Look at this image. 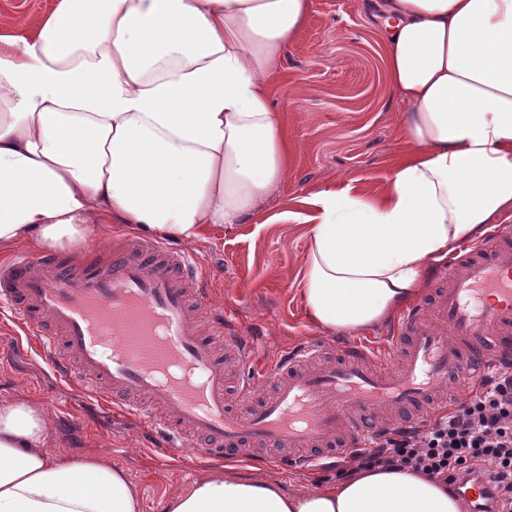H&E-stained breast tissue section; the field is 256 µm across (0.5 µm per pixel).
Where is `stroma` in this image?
Returning <instances> with one entry per match:
<instances>
[{"label": "stroma", "mask_w": 512, "mask_h": 512, "mask_svg": "<svg viewBox=\"0 0 512 512\" xmlns=\"http://www.w3.org/2000/svg\"><path fill=\"white\" fill-rule=\"evenodd\" d=\"M280 67L272 103L290 147L287 184L247 222L214 229L186 247L203 265L209 304L231 310L239 332L259 333L257 372L306 340H337L309 320L301 298L308 226L300 197L348 182L378 189L400 150L382 38L363 0H311L304 34ZM16 397L45 408L59 451H100L123 468L141 493L143 512H162L167 495L214 468L190 447L169 462L138 428L99 420L92 403L59 382L48 355L30 344L10 309L0 306V401ZM232 467L289 489L337 480L335 460L299 470L260 450Z\"/></svg>", "instance_id": "1"}]
</instances>
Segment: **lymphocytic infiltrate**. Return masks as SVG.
<instances>
[{
	"label": "lymphocytic infiltrate",
	"instance_id": "f902f5d3",
	"mask_svg": "<svg viewBox=\"0 0 512 512\" xmlns=\"http://www.w3.org/2000/svg\"><path fill=\"white\" fill-rule=\"evenodd\" d=\"M358 456L363 466L421 472L447 485L493 472L498 512H512V370L492 371L438 420L384 431Z\"/></svg>",
	"mask_w": 512,
	"mask_h": 512
}]
</instances>
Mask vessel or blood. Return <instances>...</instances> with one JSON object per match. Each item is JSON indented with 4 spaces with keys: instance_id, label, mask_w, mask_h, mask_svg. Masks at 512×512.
I'll return each mask as SVG.
<instances>
[{
    "instance_id": "obj_1",
    "label": "vessel or blood",
    "mask_w": 512,
    "mask_h": 512,
    "mask_svg": "<svg viewBox=\"0 0 512 512\" xmlns=\"http://www.w3.org/2000/svg\"><path fill=\"white\" fill-rule=\"evenodd\" d=\"M203 269L194 256L154 240L123 244L72 266L58 258L18 254L0 264V300L10 302L27 335L53 347L51 322L64 338L54 358L65 382L152 433L163 448L177 433L197 441L206 461L241 457L252 447L290 452L296 466L314 463V449L348 456L383 431L381 412L398 425L446 403V388L463 396L490 371L512 362V229L492 230L485 243L462 244L439 272L434 299L406 309L377 355L362 343L310 341L282 354L264 376L271 394L256 399L249 368L258 350L250 336L228 332L212 316L201 334L192 301ZM223 340L216 353L214 340ZM238 411H230L229 394ZM490 482L460 480L469 512H487Z\"/></svg>"
}]
</instances>
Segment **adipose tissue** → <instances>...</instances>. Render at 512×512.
Here are the masks:
<instances>
[{"label": "adipose tissue", "instance_id": "1", "mask_svg": "<svg viewBox=\"0 0 512 512\" xmlns=\"http://www.w3.org/2000/svg\"><path fill=\"white\" fill-rule=\"evenodd\" d=\"M383 34L402 151L384 186L346 183L311 212L310 320L364 332L419 294L429 263L512 219V0H367ZM310 0H54L0 15V252L71 249L124 224L191 244L288 180L279 62ZM0 512H143L127 473L62 454L45 409L0 402ZM163 512H461L437 479L360 470L335 486L215 470Z\"/></svg>", "mask_w": 512, "mask_h": 512}]
</instances>
